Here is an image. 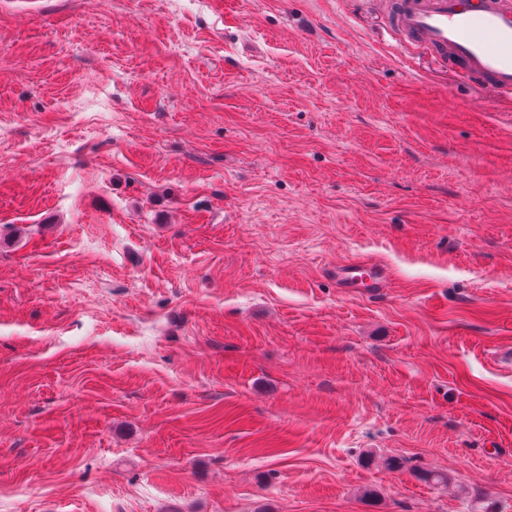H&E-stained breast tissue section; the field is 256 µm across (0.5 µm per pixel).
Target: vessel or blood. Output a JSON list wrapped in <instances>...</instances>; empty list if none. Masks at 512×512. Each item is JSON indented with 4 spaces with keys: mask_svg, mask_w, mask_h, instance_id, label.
<instances>
[{
    "mask_svg": "<svg viewBox=\"0 0 512 512\" xmlns=\"http://www.w3.org/2000/svg\"><path fill=\"white\" fill-rule=\"evenodd\" d=\"M368 13L386 18L400 50L437 54L498 100L512 105V0H362ZM336 285L382 287L386 268L347 261L333 270Z\"/></svg>",
    "mask_w": 512,
    "mask_h": 512,
    "instance_id": "vessel-or-blood-1",
    "label": "vessel or blood"
}]
</instances>
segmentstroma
Returning a JSON list of instances; mask_svg holds the SVG:
<instances>
[{
  "label": "stroma",
  "mask_w": 512,
  "mask_h": 512,
  "mask_svg": "<svg viewBox=\"0 0 512 512\" xmlns=\"http://www.w3.org/2000/svg\"><path fill=\"white\" fill-rule=\"evenodd\" d=\"M391 42L0 0V512H512V107ZM338 288H355L369 279L371 288H381L389 276L386 268L366 261H347L336 264L333 270Z\"/></svg>",
  "instance_id": "stroma-1"
}]
</instances>
